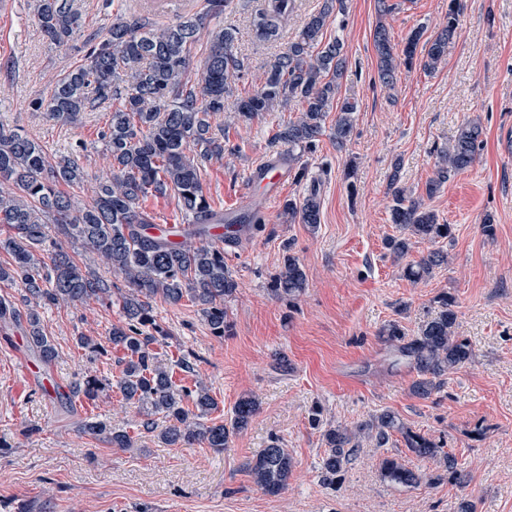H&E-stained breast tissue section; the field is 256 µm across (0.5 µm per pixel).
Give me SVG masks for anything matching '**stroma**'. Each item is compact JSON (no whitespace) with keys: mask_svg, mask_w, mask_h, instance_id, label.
Returning a JSON list of instances; mask_svg holds the SVG:
<instances>
[{"mask_svg":"<svg viewBox=\"0 0 512 512\" xmlns=\"http://www.w3.org/2000/svg\"><path fill=\"white\" fill-rule=\"evenodd\" d=\"M10 2L0 14V123L21 129L55 156L80 153L87 179L70 193L89 200L96 176L107 168L109 111L86 113L74 127L50 120L36 103L57 74L83 62L91 39L113 15L142 11L144 0H79L82 26L60 47L33 22L31 0ZM392 2L393 11L382 16L377 0H346L344 15L325 30V39L344 44L339 95L358 105L355 131L341 150L322 136L303 177L281 187L261 231L246 230L226 247L239 284L225 304L230 333L213 336L189 301L155 305L169 331L156 347L160 361L175 365L185 358L193 365L189 372L175 370L176 384L207 385L218 403L214 416L224 420L242 395H255L259 409L247 429L232 434L218 454L202 443H161L143 430L144 411L125 403L114 386L93 401L49 398L16 360L30 353L18 344L27 327L21 289L0 284V298L15 308L0 318V512H457L464 499L475 512H512V0H460L459 33L438 70L401 71L389 88L377 76V21L400 49L414 29L428 39L448 20V0ZM320 5L296 0L280 37L265 40L253 26L264 0H227L210 25L239 31L236 50L246 64L240 93L259 86L270 60ZM297 114L293 104L232 127L223 159L201 173L214 210L248 206L249 180L270 159L271 136ZM475 120L485 130L475 164L426 197L440 150ZM395 173L400 186L453 227L439 244L448 265L418 285L403 278L384 245L397 233L390 221ZM313 187L321 197L317 228L288 223L284 203ZM487 217L497 226L492 238L481 231ZM289 251L307 275L304 293L291 302L269 291ZM442 292L454 297L457 332L475 356L439 394L423 400L410 390L415 372L391 367L378 331L395 321L414 335L437 310ZM120 319L115 302L43 310V333L56 347L54 373L70 386L86 374L117 380L124 353L111 347L108 333ZM82 336L96 340L100 352L81 347ZM315 407L324 424L350 428L391 410L443 443L469 480L462 486L448 479L416 487L387 482L381 472L387 456L427 474L438 471L435 461L417 458L396 435L382 448L364 444L337 484L324 485L323 430L309 421ZM85 420L126 428L133 447L80 434ZM274 437L293 462L288 487L277 497L264 494L246 467Z\"/></svg>","mask_w":512,"mask_h":512,"instance_id":"1","label":"stroma"}]
</instances>
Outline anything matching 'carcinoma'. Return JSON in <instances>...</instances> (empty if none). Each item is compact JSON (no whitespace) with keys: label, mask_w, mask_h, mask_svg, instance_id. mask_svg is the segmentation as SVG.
I'll use <instances>...</instances> for the list:
<instances>
[{"label":"carcinoma","mask_w":512,"mask_h":512,"mask_svg":"<svg viewBox=\"0 0 512 512\" xmlns=\"http://www.w3.org/2000/svg\"><path fill=\"white\" fill-rule=\"evenodd\" d=\"M295 0H266L254 20L259 36L275 39L293 12ZM345 11V0H322L285 49L274 56L260 86L246 95L236 93L244 61L235 51L237 28L207 29L208 17L224 13V0H207L203 14L181 16L158 26L145 15L112 18L100 41L85 55L84 62L66 70L51 85L49 98L40 103L49 119L76 126L84 114L107 101L112 108L106 140L108 172L96 180L88 201H79L62 191L85 181L76 155L53 157L47 148L19 131L0 124V252L12 262L0 264V283L22 288L27 306V346L39 361L52 364L56 350L41 328L40 310L90 301L103 302L120 295L122 320L112 325L108 340L125 351L124 369L117 386L125 400L160 415L166 422L156 430L155 422L144 423L168 446L202 442L216 453L224 451L230 434L245 430L259 408L253 395L235 403L230 424L209 415L217 402L200 384L191 391L173 381V372L153 351V345L169 336L157 321L154 304L161 300L177 305L186 299L201 307L213 335L230 332L224 308L238 282L224 261V246L210 234V225L199 217L211 214L201 172L206 163L224 157V136L230 124L215 122L225 112V100L235 102L234 118L249 123L266 112H282L293 102L301 105L299 116L278 125L271 145L294 169L304 156L316 151L325 132L327 114L336 111L332 128L336 146L344 147L353 136L357 103L337 98L345 69L343 43L323 41L332 17ZM459 0L448 3V23L434 38L425 41L417 56L422 32L415 30L399 51L391 44L388 28L378 23L374 30L377 74L385 86L397 81L401 68L419 65L432 72L447 56L448 44L458 28ZM33 20L43 37L58 46L67 44L81 27L82 15L74 0H32ZM209 52L196 79L188 76L190 56L202 36ZM480 123L461 127L448 149L440 152L437 176L426 184V195L435 196L448 179L474 164L484 144ZM393 175V205L390 219L399 235L386 239L394 260L409 254L414 244L437 243L451 237L452 227L439 222L437 214L419 199L397 186ZM172 191L180 210L190 216L184 240L173 243L153 236V218L140 202L148 194ZM288 222L316 228L320 223L321 198L312 189L301 200L285 203ZM78 242L97 255L120 276L118 288L83 268L67 250ZM448 264L441 249L401 267L412 284L427 281L435 269ZM306 287V274L299 258L289 253L271 278L269 291L290 301ZM438 312L423 321L408 337L399 324L390 322L378 336L390 343L393 364L404 365L417 374L411 392L428 399L444 386L448 376L470 363L474 349L456 332L455 300L446 293L435 297ZM105 388V380L86 375L76 384V393L94 400ZM190 397L194 409L183 406ZM81 433L114 448H129L132 437L106 421H86ZM398 433L405 446L421 459H439L449 478L458 484L465 475L457 459L441 451V445L405 426L397 414L384 410L353 429L329 427L323 432L326 450L321 460L323 481L334 484L344 466L368 438L381 448ZM254 483L269 496L280 495L292 474V458L278 439L247 463ZM388 482L417 486L425 475L394 457L381 462ZM442 475L428 478L431 482Z\"/></svg>","instance_id":"1"}]
</instances>
